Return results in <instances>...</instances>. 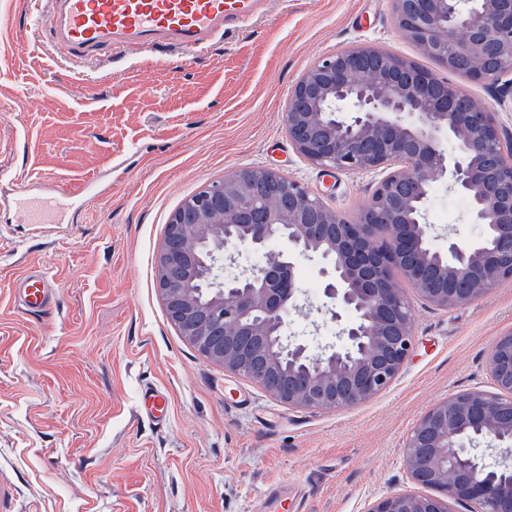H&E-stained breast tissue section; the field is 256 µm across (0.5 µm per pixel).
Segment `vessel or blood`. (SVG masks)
I'll return each mask as SVG.
<instances>
[{
    "label": "vessel or blood",
    "instance_id": "1",
    "mask_svg": "<svg viewBox=\"0 0 512 512\" xmlns=\"http://www.w3.org/2000/svg\"><path fill=\"white\" fill-rule=\"evenodd\" d=\"M263 0H49L55 37L75 53L113 46H174L200 50L223 38L260 11ZM71 194L49 192L30 205V223L47 221V210L70 205ZM55 292L47 278L34 272L23 278L19 296L31 312L45 309ZM146 416L160 420L168 410L166 396L147 388L142 396Z\"/></svg>",
    "mask_w": 512,
    "mask_h": 512
}]
</instances>
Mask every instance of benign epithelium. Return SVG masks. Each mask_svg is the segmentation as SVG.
I'll list each match as a JSON object with an SVG mask.
<instances>
[{
  "instance_id": "1",
  "label": "benign epithelium",
  "mask_w": 512,
  "mask_h": 512,
  "mask_svg": "<svg viewBox=\"0 0 512 512\" xmlns=\"http://www.w3.org/2000/svg\"><path fill=\"white\" fill-rule=\"evenodd\" d=\"M390 3L400 35L443 68L487 85L512 75V0ZM285 122L313 165L382 174L365 205L348 217L278 168H239L173 212L157 288L168 320L224 372L292 408L346 409L386 390L403 368L414 340L410 294L448 310L512 278V159L489 107L374 45L318 58L295 83ZM440 180L471 197V222L483 227L478 240H450L445 251L432 246L425 217ZM273 242L281 249L263 265L224 278L225 250ZM314 256L324 296L350 314L343 344L318 352L286 335L303 295L298 266ZM487 371L493 389L437 402L406 439L408 477L437 495L393 492L367 512H448L450 500L512 512L511 332L493 343ZM469 444L502 450L498 471L509 479L476 478Z\"/></svg>"
}]
</instances>
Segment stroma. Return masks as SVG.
Listing matches in <instances>:
<instances>
[{
  "instance_id": "obj_1",
  "label": "stroma",
  "mask_w": 512,
  "mask_h": 512,
  "mask_svg": "<svg viewBox=\"0 0 512 512\" xmlns=\"http://www.w3.org/2000/svg\"><path fill=\"white\" fill-rule=\"evenodd\" d=\"M381 46L496 108L512 144V82L490 88L439 67L398 33L389 0H270L206 49H101L57 42L46 0H0V512H258L270 490L304 512H366L382 496L426 494L404 470L407 435L432 405L490 388L488 352L512 331V279L483 299L413 307L412 353L391 386L332 412L288 407L225 373L169 323L156 258L172 212L243 166L276 167L355 215L377 174L328 173L296 153L285 106L318 57ZM79 192L58 224H28L14 189ZM470 200L433 199L432 244L474 240ZM56 290L48 311L13 291L32 269ZM318 261L288 332L335 342ZM153 387L163 423L141 410Z\"/></svg>"
}]
</instances>
